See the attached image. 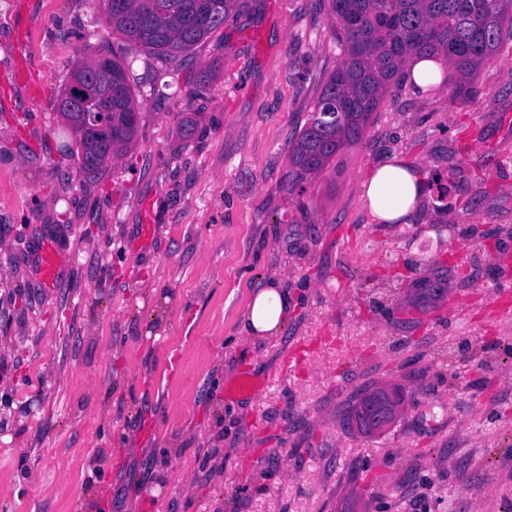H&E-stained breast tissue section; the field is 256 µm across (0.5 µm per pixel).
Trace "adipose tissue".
Masks as SVG:
<instances>
[{"label":"adipose tissue","instance_id":"1","mask_svg":"<svg viewBox=\"0 0 512 512\" xmlns=\"http://www.w3.org/2000/svg\"><path fill=\"white\" fill-rule=\"evenodd\" d=\"M426 193V182L400 158L383 160L361 184V196L370 215L379 222H404L419 207ZM292 298L281 284L269 282L250 298L241 330L244 336L273 337L288 320Z\"/></svg>","mask_w":512,"mask_h":512}]
</instances>
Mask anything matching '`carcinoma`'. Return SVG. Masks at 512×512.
<instances>
[{"mask_svg": "<svg viewBox=\"0 0 512 512\" xmlns=\"http://www.w3.org/2000/svg\"><path fill=\"white\" fill-rule=\"evenodd\" d=\"M239 0H123L106 23L151 53L174 57L208 39L235 16ZM331 22L342 57L324 79L309 121L289 155L281 188L302 195L305 184L346 148L360 142L384 96L412 82L408 69L421 58L443 59L457 73V98L478 94L475 78L503 40L512 39V0H330ZM105 62L82 59L72 81L78 97L58 92L57 111L75 138L74 172L96 176L134 144L139 128L127 63L111 51Z\"/></svg>", "mask_w": 512, "mask_h": 512, "instance_id": "cac0c4a2", "label": "carcinoma"}]
</instances>
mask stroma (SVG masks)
<instances>
[{"instance_id": "obj_1", "label": "stroma", "mask_w": 512, "mask_h": 512, "mask_svg": "<svg viewBox=\"0 0 512 512\" xmlns=\"http://www.w3.org/2000/svg\"><path fill=\"white\" fill-rule=\"evenodd\" d=\"M103 43L130 65L139 132L86 178L55 100ZM339 60L319 0H243L165 60L108 30L101 0H0V73L48 81L0 92V512H512V307L489 311L512 294V40L475 98L390 88L296 202L280 180ZM391 154L427 176L406 224L360 193ZM272 277L296 306L247 341ZM245 372L255 394L230 395ZM377 387L403 409L367 436L347 418Z\"/></svg>"}]
</instances>
